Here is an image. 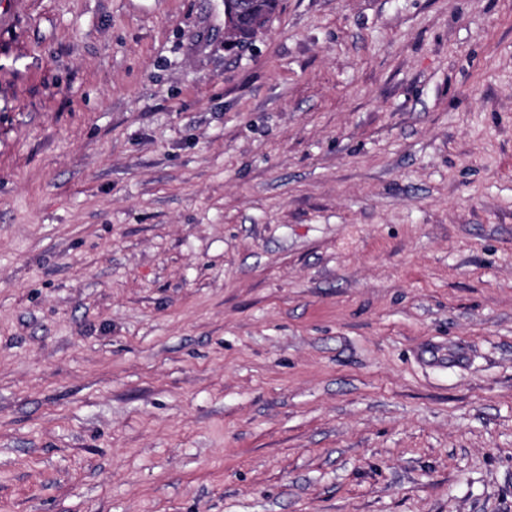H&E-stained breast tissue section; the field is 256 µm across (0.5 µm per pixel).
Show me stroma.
<instances>
[{"instance_id": "1", "label": "stroma", "mask_w": 512, "mask_h": 512, "mask_svg": "<svg viewBox=\"0 0 512 512\" xmlns=\"http://www.w3.org/2000/svg\"><path fill=\"white\" fill-rule=\"evenodd\" d=\"M0 512H512V0H0Z\"/></svg>"}]
</instances>
